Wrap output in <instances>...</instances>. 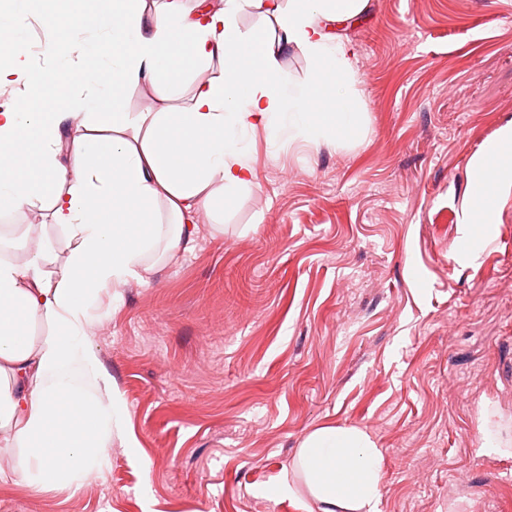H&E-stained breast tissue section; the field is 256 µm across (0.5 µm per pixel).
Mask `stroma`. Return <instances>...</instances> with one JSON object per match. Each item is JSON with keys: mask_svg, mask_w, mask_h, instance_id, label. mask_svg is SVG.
Returning a JSON list of instances; mask_svg holds the SVG:
<instances>
[{"mask_svg": "<svg viewBox=\"0 0 512 512\" xmlns=\"http://www.w3.org/2000/svg\"><path fill=\"white\" fill-rule=\"evenodd\" d=\"M356 146L258 148L257 184L192 251L103 297L95 345L128 409L99 477L0 512H307L302 439L368 428L381 512H512V194L469 260L471 163L512 123V0H370L347 32ZM297 493L276 495L283 476ZM479 420L481 425L478 428V436L480 446L486 454H506L508 450L506 448H510V443L503 442L498 436L492 434L491 430L488 427V420L491 415V411L489 408V404L486 402H482L479 404L478 409Z\"/></svg>", "mask_w": 512, "mask_h": 512, "instance_id": "1", "label": "stroma"}]
</instances>
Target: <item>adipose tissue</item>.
Here are the masks:
<instances>
[{
	"mask_svg": "<svg viewBox=\"0 0 512 512\" xmlns=\"http://www.w3.org/2000/svg\"><path fill=\"white\" fill-rule=\"evenodd\" d=\"M367 9L368 0H224L214 11L112 0L119 24L98 38L112 44L111 59L90 65L87 31L70 37L66 63L82 68L89 89L72 112L38 109L55 69L33 68L27 40L9 46L13 66L0 71V90L13 97L0 105V208L46 203L68 248L54 275L49 239L21 244L0 229V446L25 449L29 466L17 479L29 493L90 483L108 462L110 436H126V406L92 340L101 297L146 283L149 251L171 258L191 250L215 200L229 206L250 191L257 135L273 157L292 141L316 149L366 135L355 46L340 30ZM246 14L267 23L269 35L241 27ZM288 51L309 62L292 88L283 78ZM215 60L219 75L205 77ZM187 81L191 104L172 111ZM141 85L157 94L154 111L113 113L111 135H91L103 106ZM471 179L468 237L494 222L499 198L512 192V124L475 158ZM37 323L48 329L39 339ZM76 361L93 373L100 398L73 383ZM298 461L320 512H380L383 455L369 430L320 426L302 440Z\"/></svg>",
	"mask_w": 512,
	"mask_h": 512,
	"instance_id": "obj_1",
	"label": "adipose tissue"
}]
</instances>
